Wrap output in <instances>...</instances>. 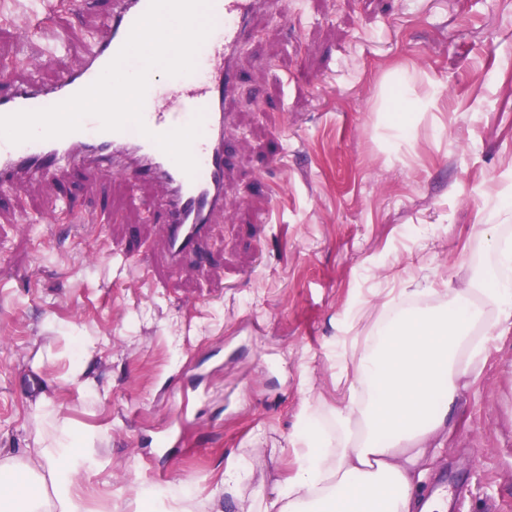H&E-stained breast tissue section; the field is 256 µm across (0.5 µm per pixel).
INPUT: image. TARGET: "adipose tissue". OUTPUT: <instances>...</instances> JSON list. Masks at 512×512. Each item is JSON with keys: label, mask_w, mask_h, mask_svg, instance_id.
I'll list each match as a JSON object with an SVG mask.
<instances>
[{"label": "adipose tissue", "mask_w": 512, "mask_h": 512, "mask_svg": "<svg viewBox=\"0 0 512 512\" xmlns=\"http://www.w3.org/2000/svg\"><path fill=\"white\" fill-rule=\"evenodd\" d=\"M435 106V96H418L401 76L398 94L382 97L383 111L398 115L392 139L406 140ZM483 234L488 262L469 287H452L440 266L425 289L439 305H382L337 374L342 404L303 431L265 512H415L436 436L485 365L492 337L512 329V235L495 224ZM83 459L81 449L47 447L0 458V512H83Z\"/></svg>", "instance_id": "obj_1"}]
</instances>
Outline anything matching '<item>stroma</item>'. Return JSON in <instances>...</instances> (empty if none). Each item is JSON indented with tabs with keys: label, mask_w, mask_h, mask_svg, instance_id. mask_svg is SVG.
<instances>
[{
	"label": "stroma",
	"mask_w": 512,
	"mask_h": 512,
	"mask_svg": "<svg viewBox=\"0 0 512 512\" xmlns=\"http://www.w3.org/2000/svg\"><path fill=\"white\" fill-rule=\"evenodd\" d=\"M103 0H0L6 80L55 83L105 36ZM257 17L232 103L226 207L194 264L169 269L153 187L73 173L0 203V451L61 422L86 444L85 512H124L133 487L165 507L236 512L224 470L268 495L334 380L366 303L415 258L452 285L479 274L482 230L512 225V0H284ZM66 40L49 60L22 34ZM436 92L392 144L387 73ZM67 197L69 212L59 211ZM259 445L256 456L243 449ZM421 493L446 512L512 504V332L495 337L453 411Z\"/></svg>",
	"instance_id": "stroma-1"
}]
</instances>
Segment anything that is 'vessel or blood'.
Here are the masks:
<instances>
[{
    "instance_id": "obj_1",
    "label": "vessel or blood",
    "mask_w": 512,
    "mask_h": 512,
    "mask_svg": "<svg viewBox=\"0 0 512 512\" xmlns=\"http://www.w3.org/2000/svg\"><path fill=\"white\" fill-rule=\"evenodd\" d=\"M149 0H112L102 17L108 29L95 43L82 66L61 74L53 86L35 79L0 84V115L40 110L64 102L92 84L126 42ZM216 26L201 45L197 66L202 79L180 76L170 98L147 100L142 111L145 131L127 126L119 132L103 130L97 117L83 118L80 130L57 139L13 144L0 138V196L25 180L58 176L69 170L84 175L113 173L140 185L158 184L167 210L163 234L171 267H178L205 250L211 226L224 212V185L232 165L229 138L230 106L239 78V60L251 37L255 17L271 12L274 0H214ZM203 112L204 130L192 152L198 169L188 176L155 142L154 137L188 125Z\"/></svg>"
}]
</instances>
